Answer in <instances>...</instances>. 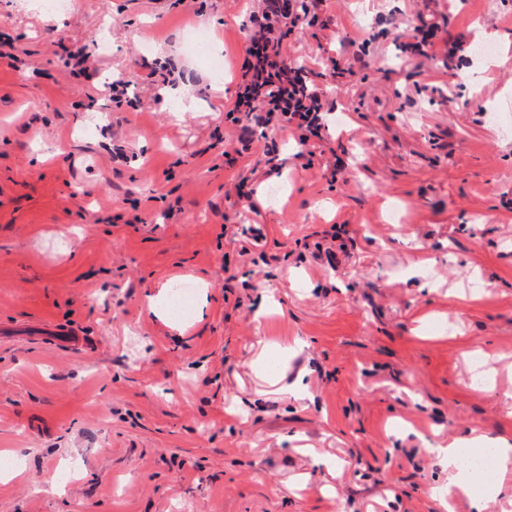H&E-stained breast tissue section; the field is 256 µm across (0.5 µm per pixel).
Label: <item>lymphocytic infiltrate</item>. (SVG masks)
<instances>
[{
  "mask_svg": "<svg viewBox=\"0 0 512 512\" xmlns=\"http://www.w3.org/2000/svg\"><path fill=\"white\" fill-rule=\"evenodd\" d=\"M326 0H258L249 16L251 34L235 98L225 120L235 125L242 152L256 131L277 128L297 135L301 147L319 136L324 102L306 71L288 56V41L310 26Z\"/></svg>",
  "mask_w": 512,
  "mask_h": 512,
  "instance_id": "lymphocytic-infiltrate-1",
  "label": "lymphocytic infiltrate"
}]
</instances>
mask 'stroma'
I'll return each mask as SVG.
<instances>
[{
	"instance_id": "1",
	"label": "stroma",
	"mask_w": 512,
	"mask_h": 512,
	"mask_svg": "<svg viewBox=\"0 0 512 512\" xmlns=\"http://www.w3.org/2000/svg\"><path fill=\"white\" fill-rule=\"evenodd\" d=\"M249 5L0 0V512H502L434 450L512 440V0H329L288 55L334 110L310 161L275 131L270 179L224 157ZM421 17L496 58L399 59ZM333 224L355 246L321 266Z\"/></svg>"
}]
</instances>
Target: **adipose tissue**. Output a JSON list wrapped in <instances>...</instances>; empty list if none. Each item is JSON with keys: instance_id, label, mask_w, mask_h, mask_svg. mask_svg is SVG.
Returning a JSON list of instances; mask_svg holds the SVG:
<instances>
[{"instance_id": "1", "label": "adipose tissue", "mask_w": 512, "mask_h": 512, "mask_svg": "<svg viewBox=\"0 0 512 512\" xmlns=\"http://www.w3.org/2000/svg\"><path fill=\"white\" fill-rule=\"evenodd\" d=\"M478 438L462 439L450 442L447 447L437 449L436 454L448 467V489L451 492L467 496L474 502H482L489 497H498L503 493V476L512 473V442L501 439L495 443V468L499 481L482 483L476 471L466 469L462 464L464 449L478 445Z\"/></svg>"}]
</instances>
